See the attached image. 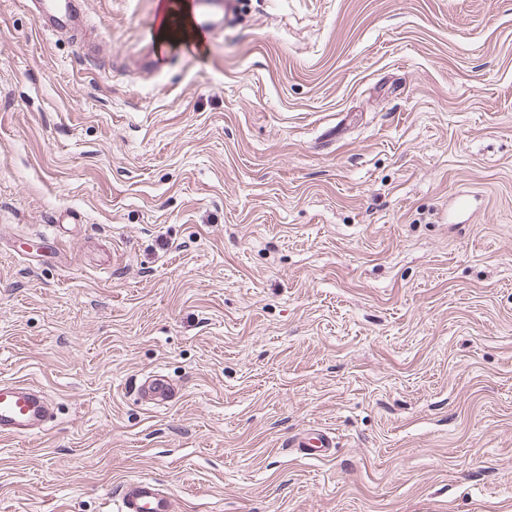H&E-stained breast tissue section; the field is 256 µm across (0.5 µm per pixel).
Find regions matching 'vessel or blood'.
Wrapping results in <instances>:
<instances>
[{"label":"vessel or blood","instance_id":"b4317fda","mask_svg":"<svg viewBox=\"0 0 512 512\" xmlns=\"http://www.w3.org/2000/svg\"><path fill=\"white\" fill-rule=\"evenodd\" d=\"M235 4L236 0H194V29L207 36L223 32ZM36 10L43 29L66 31L82 22L76 0H38ZM165 52V44L148 42L139 54V67L149 73L159 71ZM176 394L172 383L158 374L140 385L141 398L156 405L171 402ZM50 415L48 398L29 384L0 381V434L22 438L39 432ZM120 512H174L173 498L156 482L129 480L121 488Z\"/></svg>","mask_w":512,"mask_h":512}]
</instances>
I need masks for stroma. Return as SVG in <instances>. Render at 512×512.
<instances>
[{"label":"stroma","mask_w":512,"mask_h":512,"mask_svg":"<svg viewBox=\"0 0 512 512\" xmlns=\"http://www.w3.org/2000/svg\"><path fill=\"white\" fill-rule=\"evenodd\" d=\"M0 0V512H512V0ZM170 378L174 401L138 388ZM321 431L329 452L294 448ZM75 2L76 0H39L36 10L40 28L66 31L78 27L82 16ZM193 28L207 36L224 32L236 0H193ZM167 46L160 42L149 41L138 57V66L149 73L159 71ZM177 390L164 376L154 374L147 377L140 385V396L144 401L160 405L171 402ZM52 403L29 384L0 381V434L26 437L44 429ZM121 512H173L172 495L156 482L127 480L121 488Z\"/></svg>","instance_id":"obj_1"}]
</instances>
